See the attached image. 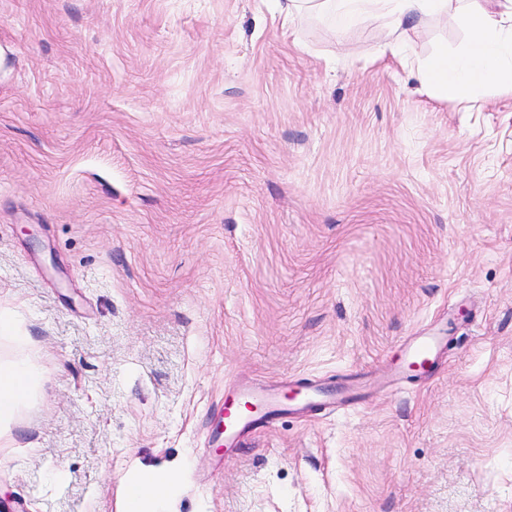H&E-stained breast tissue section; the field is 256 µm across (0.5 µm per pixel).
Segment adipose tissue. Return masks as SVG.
<instances>
[{
    "mask_svg": "<svg viewBox=\"0 0 512 512\" xmlns=\"http://www.w3.org/2000/svg\"><path fill=\"white\" fill-rule=\"evenodd\" d=\"M305 13L331 14L346 22L381 17L388 32L385 48L392 52L407 42L418 22L452 16L471 37L416 69L422 90L467 109L478 106L481 90L512 92V0H281L275 19L287 32ZM39 380L40 369L29 358L0 359V437L30 407ZM177 482L174 471L136 472L124 486L123 512H157L163 491Z\"/></svg>",
    "mask_w": 512,
    "mask_h": 512,
    "instance_id": "1",
    "label": "adipose tissue"
}]
</instances>
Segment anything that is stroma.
<instances>
[{"mask_svg":"<svg viewBox=\"0 0 512 512\" xmlns=\"http://www.w3.org/2000/svg\"><path fill=\"white\" fill-rule=\"evenodd\" d=\"M272 8L0 0V315L42 371L0 512H119L142 467L166 512H512V93L418 91L457 23L402 63ZM242 383L282 412L228 457ZM443 337L440 336H422L415 342L408 344L403 351V357L405 360H413V362L425 363L428 362V366L431 363V359H434L435 352L440 347V340Z\"/></svg>","mask_w":512,"mask_h":512,"instance_id":"35a3bbf8","label":"stroma"}]
</instances>
